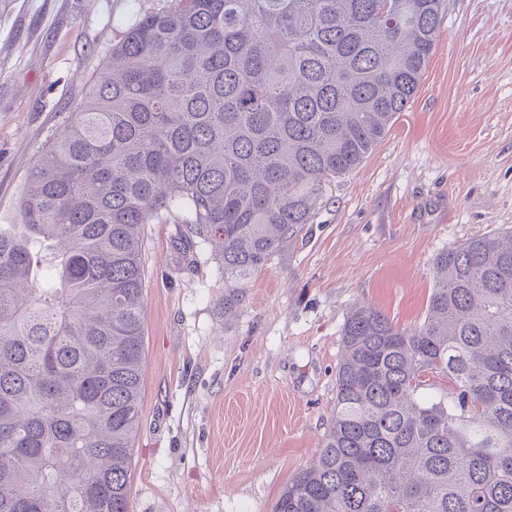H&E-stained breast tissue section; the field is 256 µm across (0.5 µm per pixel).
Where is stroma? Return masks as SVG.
Masks as SVG:
<instances>
[{
	"instance_id": "stroma-1",
	"label": "stroma",
	"mask_w": 512,
	"mask_h": 512,
	"mask_svg": "<svg viewBox=\"0 0 512 512\" xmlns=\"http://www.w3.org/2000/svg\"><path fill=\"white\" fill-rule=\"evenodd\" d=\"M163 0H0V224L128 27ZM439 47L386 137L247 283L232 320L211 250L147 225L132 512H272L336 410L349 312L423 323L441 252L512 229V0H445Z\"/></svg>"
}]
</instances>
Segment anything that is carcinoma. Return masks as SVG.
I'll return each instance as SVG.
<instances>
[{"mask_svg": "<svg viewBox=\"0 0 512 512\" xmlns=\"http://www.w3.org/2000/svg\"><path fill=\"white\" fill-rule=\"evenodd\" d=\"M441 0H168L126 31L0 225V512H132L145 225L215 247L224 316L414 98ZM423 324L343 327L317 462L272 512H512V232L440 253ZM448 399L418 394L427 373Z\"/></svg>", "mask_w": 512, "mask_h": 512, "instance_id": "obj_1", "label": "carcinoma"}]
</instances>
